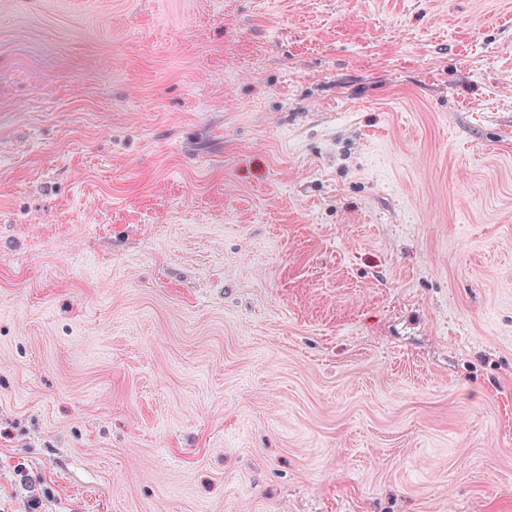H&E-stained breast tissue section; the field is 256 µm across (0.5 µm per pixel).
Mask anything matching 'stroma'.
I'll return each instance as SVG.
<instances>
[{
	"label": "stroma",
	"instance_id": "stroma-1",
	"mask_svg": "<svg viewBox=\"0 0 512 512\" xmlns=\"http://www.w3.org/2000/svg\"><path fill=\"white\" fill-rule=\"evenodd\" d=\"M512 512V0H0V512Z\"/></svg>",
	"mask_w": 512,
	"mask_h": 512
}]
</instances>
